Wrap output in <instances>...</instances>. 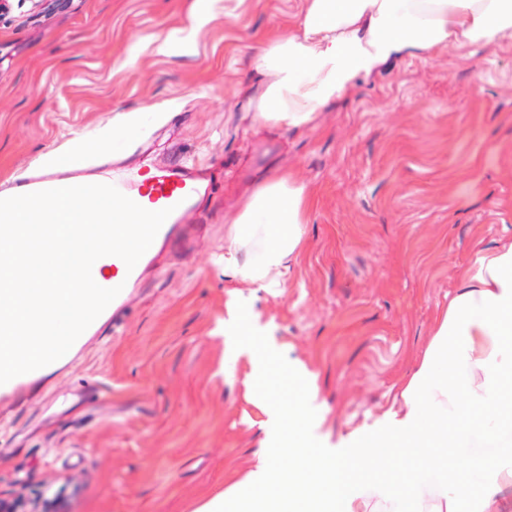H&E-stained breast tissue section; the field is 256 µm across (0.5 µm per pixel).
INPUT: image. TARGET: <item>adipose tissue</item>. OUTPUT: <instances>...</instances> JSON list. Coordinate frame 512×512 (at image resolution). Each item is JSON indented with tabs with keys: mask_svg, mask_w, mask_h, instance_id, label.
I'll use <instances>...</instances> for the list:
<instances>
[{
	"mask_svg": "<svg viewBox=\"0 0 512 512\" xmlns=\"http://www.w3.org/2000/svg\"><path fill=\"white\" fill-rule=\"evenodd\" d=\"M297 29L254 59L270 77L251 110L265 126L308 128L321 109L388 62L456 47L512 43V0H304ZM312 206L289 174L259 181L224 237L238 282L277 288L304 244ZM256 378L276 356L251 316L232 328ZM512 240L479 251L460 274L413 371L375 427L328 439L315 394L260 395L265 449L242 477L195 512H501L512 493ZM420 461L410 494L355 473L389 458ZM470 476L457 479L460 463Z\"/></svg>",
	"mask_w": 512,
	"mask_h": 512,
	"instance_id": "adipose-tissue-1",
	"label": "adipose tissue"
}]
</instances>
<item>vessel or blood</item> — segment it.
<instances>
[{
    "mask_svg": "<svg viewBox=\"0 0 512 512\" xmlns=\"http://www.w3.org/2000/svg\"><path fill=\"white\" fill-rule=\"evenodd\" d=\"M205 171L196 164H176L157 168L153 174L135 183H118V190L133 201L149 199L156 210H168L169 215L159 229L151 246L134 268H127L121 258H113L112 286H123V294L116 298L95 319V326H102L113 319L123 307L125 291L137 287L145 272L157 263L160 252L180 234L183 223L193 210V202L202 186ZM81 179L73 172L68 158H61L53 171L16 181L10 190L11 195H21L46 189L79 185ZM47 368L17 376L7 383L0 384V400L12 399L33 381L47 376Z\"/></svg>",
    "mask_w": 512,
    "mask_h": 512,
    "instance_id": "b4317fda",
    "label": "vessel or blood"
}]
</instances>
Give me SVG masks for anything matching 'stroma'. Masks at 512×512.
Masks as SVG:
<instances>
[{
	"mask_svg": "<svg viewBox=\"0 0 512 512\" xmlns=\"http://www.w3.org/2000/svg\"><path fill=\"white\" fill-rule=\"evenodd\" d=\"M53 0L0 16V191L40 155L130 180L194 162L213 189L115 322L0 408V496L27 512H194L261 452L267 407L233 349L241 313L317 396L331 442L376 423L478 250L512 238V46L394 61L314 124L254 122L251 59L302 0ZM187 49L158 53L167 40ZM140 126L123 128L126 116ZM290 173L313 205L279 288L225 269L224 233L257 181Z\"/></svg>",
	"mask_w": 512,
	"mask_h": 512,
	"instance_id": "stroma-1",
	"label": "stroma"
}]
</instances>
